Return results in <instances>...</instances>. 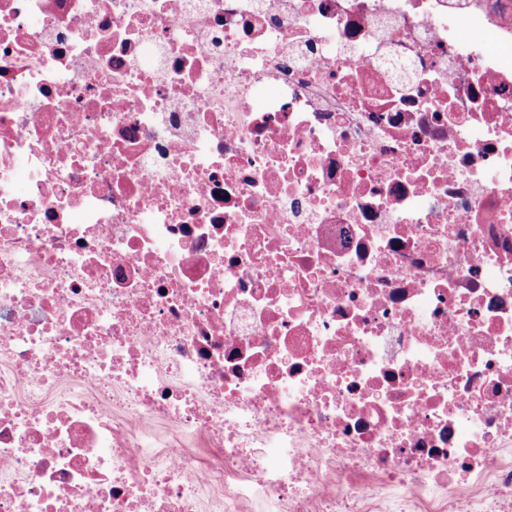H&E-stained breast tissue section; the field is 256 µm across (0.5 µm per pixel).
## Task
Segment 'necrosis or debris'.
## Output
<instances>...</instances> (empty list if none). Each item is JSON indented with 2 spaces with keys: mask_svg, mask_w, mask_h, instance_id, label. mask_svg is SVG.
Here are the masks:
<instances>
[{
  "mask_svg": "<svg viewBox=\"0 0 512 512\" xmlns=\"http://www.w3.org/2000/svg\"><path fill=\"white\" fill-rule=\"evenodd\" d=\"M512 512V0H0V512Z\"/></svg>",
  "mask_w": 512,
  "mask_h": 512,
  "instance_id": "1",
  "label": "necrosis or debris"
}]
</instances>
